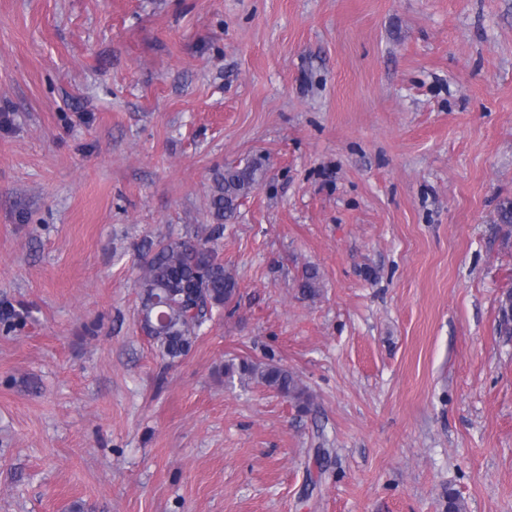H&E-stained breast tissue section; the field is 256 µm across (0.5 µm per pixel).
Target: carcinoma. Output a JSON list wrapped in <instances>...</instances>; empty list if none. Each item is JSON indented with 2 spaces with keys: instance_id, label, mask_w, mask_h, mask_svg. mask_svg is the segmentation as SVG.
<instances>
[{
  "instance_id": "carcinoma-1",
  "label": "carcinoma",
  "mask_w": 512,
  "mask_h": 512,
  "mask_svg": "<svg viewBox=\"0 0 512 512\" xmlns=\"http://www.w3.org/2000/svg\"><path fill=\"white\" fill-rule=\"evenodd\" d=\"M263 175L261 165L254 161L217 170L210 192L211 223L200 231L189 227L184 235L162 240L144 255L137 278L138 325L161 357L173 362L186 356L213 312L236 297L238 280L224 265L216 245L224 235V221L234 217ZM317 284V270L305 269L299 282L301 294L314 297ZM224 377L243 385L262 384L288 398L300 411L308 410L312 402L300 379L273 362L230 359L224 364Z\"/></svg>"
}]
</instances>
